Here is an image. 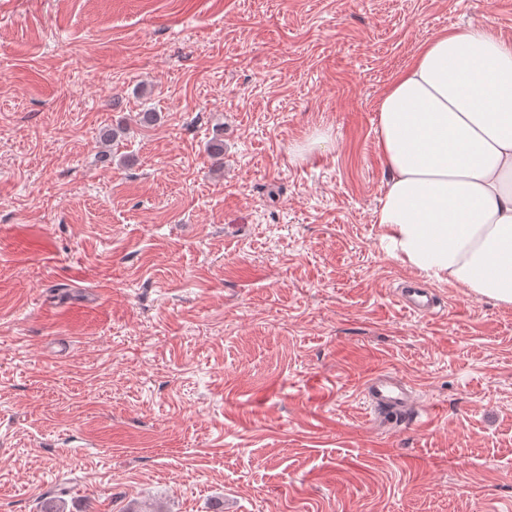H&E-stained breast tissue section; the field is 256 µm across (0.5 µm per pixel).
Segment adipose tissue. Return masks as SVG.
<instances>
[{
	"mask_svg": "<svg viewBox=\"0 0 512 512\" xmlns=\"http://www.w3.org/2000/svg\"><path fill=\"white\" fill-rule=\"evenodd\" d=\"M391 183L376 212L392 256L512 304V39L472 22L438 33L377 102Z\"/></svg>",
	"mask_w": 512,
	"mask_h": 512,
	"instance_id": "ef3b65f1",
	"label": "adipose tissue"
}]
</instances>
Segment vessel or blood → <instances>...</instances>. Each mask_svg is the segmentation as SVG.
Here are the masks:
<instances>
[{
    "label": "vessel or blood",
    "mask_w": 512,
    "mask_h": 512,
    "mask_svg": "<svg viewBox=\"0 0 512 512\" xmlns=\"http://www.w3.org/2000/svg\"><path fill=\"white\" fill-rule=\"evenodd\" d=\"M400 301L405 309L424 316L434 314L437 307L431 291L413 284L402 288ZM362 394L368 408L385 425L401 426L418 415L413 387L390 371L381 370L367 378Z\"/></svg>",
    "instance_id": "b4317fda"
}]
</instances>
